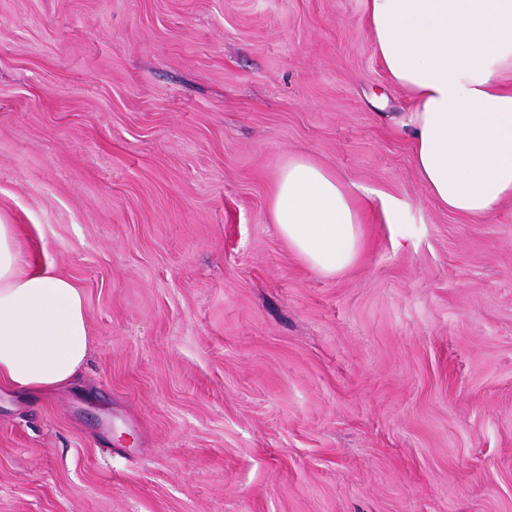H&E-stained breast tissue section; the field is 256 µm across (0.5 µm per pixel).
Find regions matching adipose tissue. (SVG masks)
Segmentation results:
<instances>
[{
  "instance_id": "ef3b65f1",
  "label": "adipose tissue",
  "mask_w": 512,
  "mask_h": 512,
  "mask_svg": "<svg viewBox=\"0 0 512 512\" xmlns=\"http://www.w3.org/2000/svg\"><path fill=\"white\" fill-rule=\"evenodd\" d=\"M375 54L410 96L414 163L431 197L478 219L512 200V0H365ZM273 221L310 270L356 259L359 211L327 168L292 159ZM18 225L0 222V388L51 393L91 349L85 297L50 264L23 263Z\"/></svg>"
}]
</instances>
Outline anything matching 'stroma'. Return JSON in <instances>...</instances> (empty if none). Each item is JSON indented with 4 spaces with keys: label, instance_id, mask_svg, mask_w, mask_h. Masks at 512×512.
I'll return each instance as SVG.
<instances>
[{
    "label": "stroma",
    "instance_id": "1",
    "mask_svg": "<svg viewBox=\"0 0 512 512\" xmlns=\"http://www.w3.org/2000/svg\"><path fill=\"white\" fill-rule=\"evenodd\" d=\"M409 110L363 0H0V219L92 336L0 391V512H512V202L441 208ZM300 156L366 214L333 276ZM271 213L295 255L314 272L335 275L359 253L362 222L352 197L334 173L307 158L281 169Z\"/></svg>",
    "mask_w": 512,
    "mask_h": 512
}]
</instances>
